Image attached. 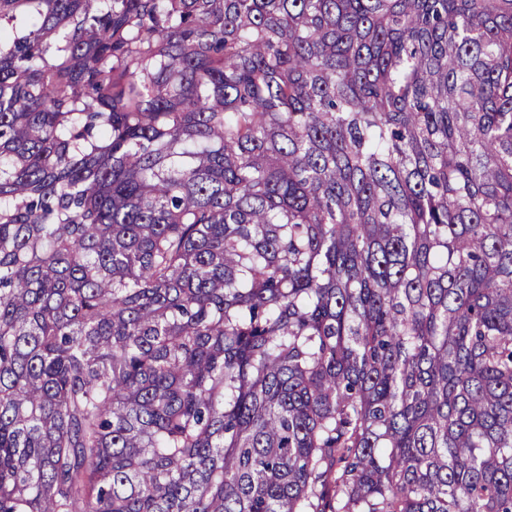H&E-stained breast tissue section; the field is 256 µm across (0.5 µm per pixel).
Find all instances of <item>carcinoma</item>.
Returning a JSON list of instances; mask_svg holds the SVG:
<instances>
[{"mask_svg":"<svg viewBox=\"0 0 512 512\" xmlns=\"http://www.w3.org/2000/svg\"><path fill=\"white\" fill-rule=\"evenodd\" d=\"M0 512H512V0H0Z\"/></svg>","mask_w":512,"mask_h":512,"instance_id":"cac0c4a2","label":"carcinoma"}]
</instances>
